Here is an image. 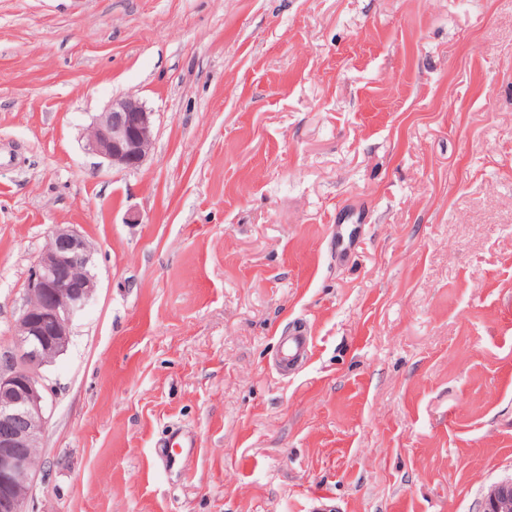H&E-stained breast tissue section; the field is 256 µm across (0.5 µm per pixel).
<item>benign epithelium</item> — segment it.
<instances>
[{
    "instance_id": "benign-epithelium-1",
    "label": "benign epithelium",
    "mask_w": 512,
    "mask_h": 512,
    "mask_svg": "<svg viewBox=\"0 0 512 512\" xmlns=\"http://www.w3.org/2000/svg\"><path fill=\"white\" fill-rule=\"evenodd\" d=\"M154 141V113L133 96L112 100L86 133V149L121 169L140 167ZM93 255L85 236L58 225L27 281L14 349L0 356V512H26L37 473L29 453L40 447L52 392L40 369L65 351L73 318L95 293ZM480 512H512V479L487 488Z\"/></svg>"
}]
</instances>
